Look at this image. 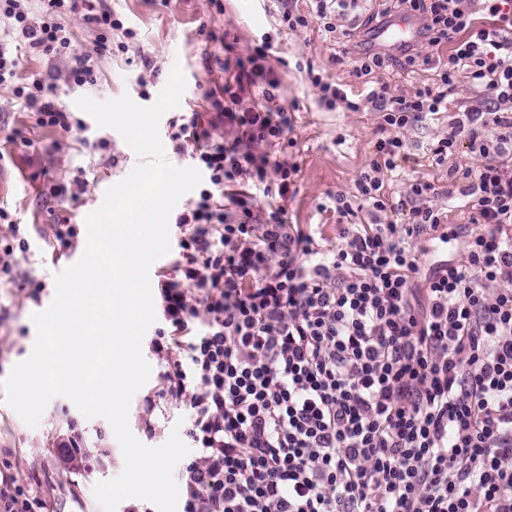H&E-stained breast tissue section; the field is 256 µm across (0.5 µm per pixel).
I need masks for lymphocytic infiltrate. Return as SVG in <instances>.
<instances>
[{
  "label": "lymphocytic infiltrate",
  "mask_w": 512,
  "mask_h": 512,
  "mask_svg": "<svg viewBox=\"0 0 512 512\" xmlns=\"http://www.w3.org/2000/svg\"><path fill=\"white\" fill-rule=\"evenodd\" d=\"M356 2L305 12L278 0L280 21L343 36ZM380 2L382 16L421 18L435 54L410 47L401 64L435 74L393 97L374 78L383 53L353 57L351 85L308 71L326 111L378 115L352 187L329 197L335 240L287 218L301 167L278 152L295 117L274 103L271 37L219 88L233 139L195 111L169 123L176 154L203 176L173 218L175 274L158 279L152 341L158 400L189 412L181 512H512V0ZM72 14L94 54L77 53ZM115 50L152 66L106 0H0V88L37 126L85 133L61 91L96 84ZM28 56L62 63L60 83L24 73ZM447 111V134L422 153L398 137ZM463 144L476 161L465 169L452 163ZM440 167L467 226L448 225L417 174ZM410 170L391 202L388 180ZM443 226L459 260L421 268L415 242Z\"/></svg>",
  "instance_id": "f902f5d3"
}]
</instances>
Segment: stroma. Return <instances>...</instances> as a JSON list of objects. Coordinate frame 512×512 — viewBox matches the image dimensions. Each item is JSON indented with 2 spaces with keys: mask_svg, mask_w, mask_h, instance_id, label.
Masks as SVG:
<instances>
[{
  "mask_svg": "<svg viewBox=\"0 0 512 512\" xmlns=\"http://www.w3.org/2000/svg\"><path fill=\"white\" fill-rule=\"evenodd\" d=\"M216 10L210 0H114L113 6L135 27L145 53L155 61L154 69L140 70L138 62L114 52L102 58V76L89 87L73 88L63 98L74 107L77 98L88 96L104 101L129 94L140 105L153 104L167 84L173 65H180L186 90L180 109L207 113V93L224 82L225 69L247 60L266 34L277 39L268 61L280 79L277 102L296 115L289 136L296 141L301 175L298 191L288 202V216L296 224H312L328 238L336 236V222L318 207L328 194L348 190L365 163L377 137V119L370 112H327L317 102L305 66L332 80L353 83L348 65L336 57L351 49L353 41L368 40L370 48L381 49L379 40L368 39L370 19L379 9L377 0H361L354 23L353 39H326L317 28L281 30L275 0H222ZM0 128L15 130L20 142L0 137V205L8 207L29 242L27 252L18 254L15 274L31 273L41 282L38 296L29 289L13 288L0 295V381L15 364L31 353L35 328L31 316L48 307L55 294V276L70 264L72 253H83L86 217L102 203L106 190L125 178L138 162L134 150L114 129L91 126L93 138L107 141L106 148H86L70 135L35 125L7 90L0 88ZM344 144H337V137ZM31 147H24V140ZM62 179L83 174L89 190L83 200L61 211L41 195L38 170ZM76 224L74 251L58 249L52 241V226L60 214ZM160 386L158 375L135 394L129 412L132 433L149 446L163 444L184 408L161 403L147 409L145 398ZM68 434L84 448L86 457L74 468H64L56 451L59 434ZM124 467L122 452L112 429L101 418L86 419L63 397L53 399L38 427L27 426L7 404L0 401V471L15 474L31 494L43 499L48 512H102L93 488L113 479Z\"/></svg>",
  "mask_w": 512,
  "mask_h": 512,
  "instance_id": "stroma-1",
  "label": "stroma"
}]
</instances>
